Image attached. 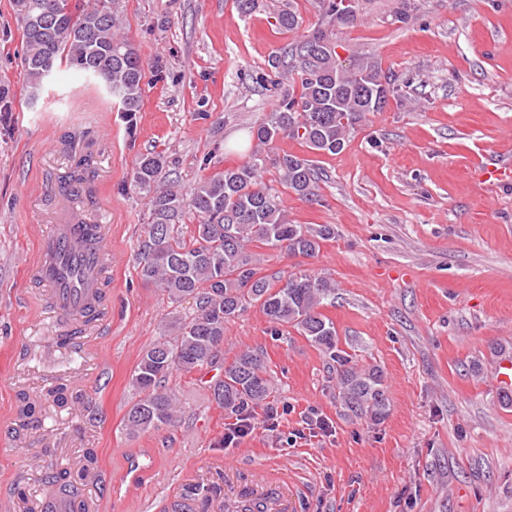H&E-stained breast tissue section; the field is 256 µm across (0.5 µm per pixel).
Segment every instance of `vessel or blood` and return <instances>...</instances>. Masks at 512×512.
<instances>
[{
	"label": "vessel or blood",
	"instance_id": "obj_1",
	"mask_svg": "<svg viewBox=\"0 0 512 512\" xmlns=\"http://www.w3.org/2000/svg\"><path fill=\"white\" fill-rule=\"evenodd\" d=\"M105 240L104 225L84 222L69 202L59 212L52 232L39 240L35 272L48 288L57 316L79 317L97 309L106 260ZM156 465L152 453L132 457L124 471L125 486L135 487L143 473Z\"/></svg>",
	"mask_w": 512,
	"mask_h": 512
}]
</instances>
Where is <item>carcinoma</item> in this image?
<instances>
[{
  "label": "carcinoma",
  "instance_id": "obj_1",
  "mask_svg": "<svg viewBox=\"0 0 512 512\" xmlns=\"http://www.w3.org/2000/svg\"><path fill=\"white\" fill-rule=\"evenodd\" d=\"M113 0H96L81 8L72 0H23L25 71L32 86L45 83L50 67L86 74L100 84L110 101L127 116L139 111L145 67L128 39L118 32ZM317 22L309 34L271 60L275 73L298 75L299 86L283 91L279 105L254 132L256 146L245 164L205 176L182 195L160 187L165 159L159 153L141 156L131 181L148 198L150 222L138 241L135 259L140 277L165 293L171 302L191 297L196 313L189 320L174 317L170 336L147 348L132 375L140 399L130 408L126 427L133 432L171 423L175 397L165 386L175 371L190 373L215 363L224 342V324L252 305L269 322L291 326L336 363V400L345 410L373 422L384 421L389 399L377 367L359 369L353 355L339 347L335 326L318 312L336 296V284L325 275L291 273L274 285L258 275L248 251L254 243L290 256L312 258L322 242L335 235L330 224L316 228L294 224L280 207L277 193L262 180L267 166L276 168L279 183L305 201H314L322 173L315 161L292 154L273 155L279 138L302 141L315 155L341 152L349 135L373 107L377 96H398L396 74L372 57L346 67L336 58L330 34L356 22L343 0H316ZM91 24V39L76 33ZM90 159L58 181L61 190L81 188L79 202H92ZM194 229L184 230L186 222ZM260 356L243 352L221 368L210 386L213 402L231 414L264 405L271 394ZM51 485L72 493V509L83 508L82 495L67 470L56 472Z\"/></svg>",
  "mask_w": 512,
  "mask_h": 512
}]
</instances>
